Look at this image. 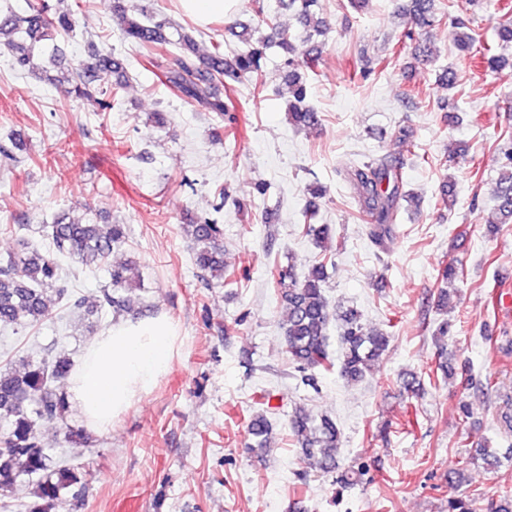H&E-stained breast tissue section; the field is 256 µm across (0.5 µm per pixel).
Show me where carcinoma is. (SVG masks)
<instances>
[{"label":"carcinoma","mask_w":512,"mask_h":512,"mask_svg":"<svg viewBox=\"0 0 512 512\" xmlns=\"http://www.w3.org/2000/svg\"><path fill=\"white\" fill-rule=\"evenodd\" d=\"M60 7L47 6L17 12L0 11V35L19 34L31 42L23 47L10 40L3 43L12 51L22 67L33 65L34 50L57 32H70L75 26L73 12L57 0ZM124 0H112V10L123 21L126 40L140 49L153 51L170 45L177 49L173 67L166 71L168 85L188 103L226 118L228 135H235L236 107L232 100L213 95L214 81L238 82L261 73V60L268 44L260 41L228 60L224 57V43H213V51L204 59L196 55L194 42L186 35L171 40L166 29L170 21L147 16L142 10L128 15ZM317 0H278L281 9L292 12L308 31V37L322 35L328 29L325 18L317 15ZM405 10L415 26L421 30L431 28L442 20L436 0H406ZM497 45L473 50L475 38L463 32L459 36L460 49L478 55L480 64L495 71L508 64L498 50L512 46V5L507 6L503 19L496 28ZM278 46L286 53L284 67L288 69L292 100L288 103L291 122L300 128L319 124L320 115L306 102L307 86L300 69L309 68L321 53L322 43L313 42L304 52L296 53L293 36L286 28L275 30ZM118 66L117 58L94 52L90 60L76 71L63 72L64 79L73 83L78 99L95 103L101 110L120 105V85L106 87L104 76ZM503 151L496 182L494 224H512V139ZM357 204L367 221V236L374 246L385 249L396 234L400 202L411 199L404 191L402 162L385 157L357 160L350 166ZM325 194L323 187L309 188V200L303 211L302 233L321 247L329 239L331 227L318 224V200ZM187 236L196 244L195 264L211 278L224 281L226 265L218 241L224 235L221 225L200 220L185 225ZM47 248L28 242L19 252L0 259V327L17 331L51 318L47 294L54 292L58 300L66 301L68 308H80L86 299L76 297L64 288L56 287L60 280L61 260L89 269L106 268L108 282L99 290L95 309H107L117 318L123 313L143 312L140 295L132 287V266L127 262L109 263L112 251L126 239L123 224H94L71 220L63 215L54 217L45 225ZM273 286L286 304L284 322L288 356L306 381L313 380V371L331 365L327 349L331 320L340 323L341 357L340 376L349 383L364 379L374 362L388 348L391 335L387 331L371 329L362 322L360 312L348 306L331 313L324 294L328 279V257L317 261L308 275L300 279L292 266H275L271 271ZM74 361L65 351L54 347L37 354L18 355L0 366V501L12 497L22 483L31 485L32 501L24 505L25 512H54L57 502L69 495L77 502L85 492L92 471L85 465L73 464L54 456L49 439L40 425L61 421L69 409V395L59 383L70 379ZM289 430L300 449L303 459L311 462L324 474H337L336 484L348 488L362 476L353 469L341 470L336 459L340 430L336 420L328 415L314 417L305 409H295L289 421ZM255 447L262 448L271 434V421L267 412L255 414L250 422Z\"/></svg>","instance_id":"1"}]
</instances>
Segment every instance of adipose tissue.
<instances>
[{
    "label": "adipose tissue",
    "mask_w": 512,
    "mask_h": 512,
    "mask_svg": "<svg viewBox=\"0 0 512 512\" xmlns=\"http://www.w3.org/2000/svg\"><path fill=\"white\" fill-rule=\"evenodd\" d=\"M177 343V329L164 315L122 321L95 337L70 387L82 415L97 429H110L168 371Z\"/></svg>",
    "instance_id": "adipose-tissue-1"
}]
</instances>
